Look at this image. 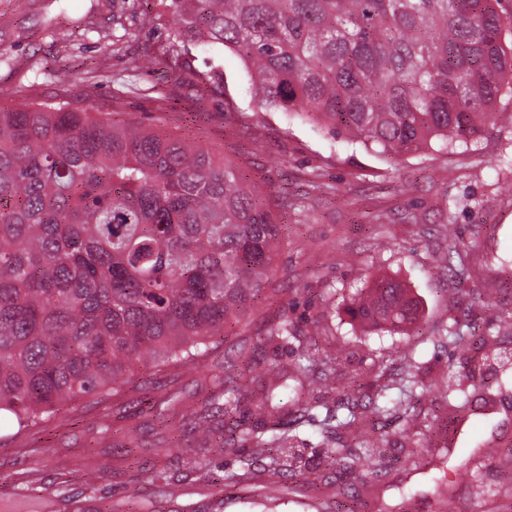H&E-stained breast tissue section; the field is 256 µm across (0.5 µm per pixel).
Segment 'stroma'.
<instances>
[{
	"label": "stroma",
	"instance_id": "obj_1",
	"mask_svg": "<svg viewBox=\"0 0 512 512\" xmlns=\"http://www.w3.org/2000/svg\"><path fill=\"white\" fill-rule=\"evenodd\" d=\"M172 26L153 0H0V86L13 90L0 108L67 102L223 153L280 219L274 272L255 309L195 362L142 364L119 393L70 403L22 433L10 415L0 416V512H55L62 491L116 501L133 493L157 499L169 489L181 512H327L360 477L344 473L342 456H326L324 411L290 395L272 415L256 410L266 371L314 348L336 358L326 393L332 406L350 398L354 379L372 397L402 372L431 384L417 420L420 470L405 463L403 415H367L340 440L353 452L359 441L386 437L377 493L397 512H512V406L454 412L440 388L473 355L449 344V317L490 340L499 316L512 311V168L499 163L512 153V102H501L470 145L391 162L260 111L237 54L215 59L192 45L169 51ZM103 29L109 41L100 40ZM452 244L462 256L453 275L436 263ZM379 274L403 280L420 298L424 333L351 323L344 299ZM282 315L301 335L285 347L266 339ZM486 352L485 377L512 369V336L490 340ZM241 373L246 422L291 426L293 452L321 459L316 475L285 477L277 501L259 486L223 496L205 479L236 470L249 454L201 448L193 431L225 380ZM443 446L450 457L439 456ZM466 463L479 464L478 482L457 483ZM157 471L163 481L150 483Z\"/></svg>",
	"mask_w": 512,
	"mask_h": 512
}]
</instances>
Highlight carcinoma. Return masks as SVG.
Returning <instances> with one entry per match:
<instances>
[{
  "label": "carcinoma",
  "mask_w": 512,
  "mask_h": 512,
  "mask_svg": "<svg viewBox=\"0 0 512 512\" xmlns=\"http://www.w3.org/2000/svg\"><path fill=\"white\" fill-rule=\"evenodd\" d=\"M501 0H161L173 43L243 62L263 112L310 124L391 161L472 143L512 98V38ZM280 225L241 167L202 145L137 124L118 126L67 103L0 110V413L17 431L63 403L118 390L143 359L189 363L224 325L239 321L268 283ZM365 330L419 327L407 285L377 276L345 308ZM448 342L475 343L448 320ZM297 338L288 317L267 340ZM336 358L314 352L268 374L260 412L290 390L335 378ZM448 408L485 400L472 373L442 381ZM429 388L409 374L363 404L329 412L322 431L353 430L365 409L421 415ZM215 413L229 421L221 446L254 452L224 486L256 473L312 469L269 453L284 431L246 426L239 384ZM350 470L369 468L386 443L363 441ZM71 512H138L134 496L62 498Z\"/></svg>",
  "instance_id": "cac0c4a2"
}]
</instances>
